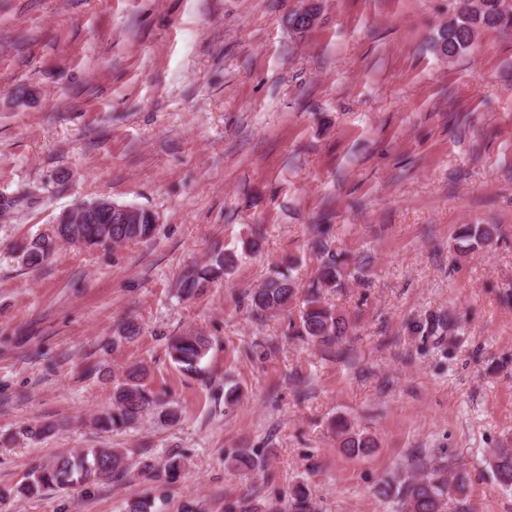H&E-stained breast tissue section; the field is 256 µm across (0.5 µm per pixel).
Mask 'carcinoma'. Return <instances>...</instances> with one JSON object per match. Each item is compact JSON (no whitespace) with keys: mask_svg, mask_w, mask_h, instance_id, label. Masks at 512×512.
<instances>
[{"mask_svg":"<svg viewBox=\"0 0 512 512\" xmlns=\"http://www.w3.org/2000/svg\"><path fill=\"white\" fill-rule=\"evenodd\" d=\"M512 26V8L505 0H479L475 6L471 0H464L459 12L448 22L435 42L436 50L451 58L469 49L476 33L481 29H497ZM139 219L133 224H122L120 218L112 219L102 215L91 217L85 224H59L48 234H40L16 246V255L29 267H37L48 261L55 253L58 239L67 237L81 242L86 247H104L125 241L144 240L153 236L157 217L152 211L139 207ZM331 225L320 224L317 233L320 239L312 249L322 256L317 275L305 291H300L291 271L295 259H288L276 266V270L258 288L249 293L251 312L256 317L278 313L301 299L299 320L292 325L295 335L320 345H330L348 334L350 323L346 317L323 301V291L342 286L347 276V258L329 251L327 239ZM498 237L494 224H464L456 234L457 249L471 252L488 247ZM238 262L234 252L217 254L214 263L200 270L189 272L182 281L181 293L186 298L198 294L205 283L230 273ZM450 325L447 314L430 316L417 329L428 334L442 332ZM209 345L207 337L190 333L175 337L169 344V356L177 365L189 369L201 360ZM147 370L142 366L129 367L123 381L119 382L112 394V408L99 413L94 420L104 431L130 428L143 415L156 408L161 398L147 386ZM336 435L340 447L350 456L370 453L377 446L374 437L358 431L347 422L336 421ZM260 460L250 452L241 450L231 460L236 470H254ZM493 465L498 480L505 486H512V450L502 448L496 453ZM128 468L127 453L122 448H89L74 454L48 459L34 467L26 476L22 489L29 494L44 489L65 490L75 486H89ZM471 484L469 473L455 463L436 465L424 456H418L411 473L379 488V494L394 499L402 512H442L446 502L461 501L467 496Z\"/></svg>","mask_w":512,"mask_h":512,"instance_id":"1","label":"carcinoma"}]
</instances>
